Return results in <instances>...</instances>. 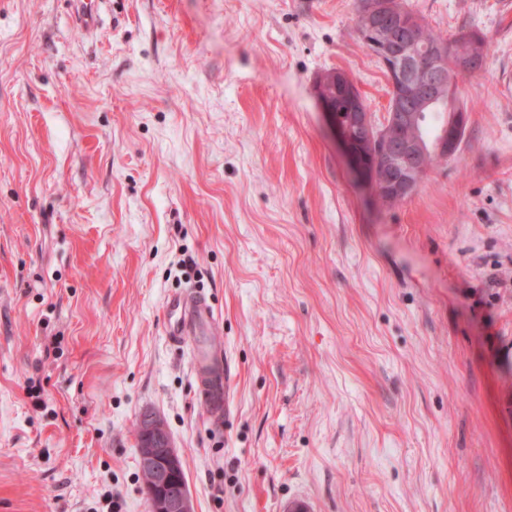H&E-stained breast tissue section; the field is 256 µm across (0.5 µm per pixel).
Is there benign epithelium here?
<instances>
[{
  "label": "benign epithelium",
  "mask_w": 512,
  "mask_h": 512,
  "mask_svg": "<svg viewBox=\"0 0 512 512\" xmlns=\"http://www.w3.org/2000/svg\"><path fill=\"white\" fill-rule=\"evenodd\" d=\"M359 19L366 49L383 64L392 91L405 107L390 113L384 125L377 127L372 113L354 100L346 122H341L327 87L338 78L351 80L347 73L324 77L316 95L346 155L376 198L403 202L427 174L429 155L451 158L456 154L466 113H454L441 142L429 150L419 135L421 112L448 101V91L453 89L448 82V43L424 49L422 21L404 0H364ZM137 451L146 478L148 512H194L189 488L180 477L181 458L171 434L164 420L151 411L141 415Z\"/></svg>",
  "instance_id": "7a95c632"
}]
</instances>
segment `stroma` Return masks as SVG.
I'll return each mask as SVG.
<instances>
[{
	"instance_id": "1",
	"label": "stroma",
	"mask_w": 512,
	"mask_h": 512,
	"mask_svg": "<svg viewBox=\"0 0 512 512\" xmlns=\"http://www.w3.org/2000/svg\"><path fill=\"white\" fill-rule=\"evenodd\" d=\"M455 156L381 205L315 94L389 102L360 0H0V512H148L166 422L195 512H512V13ZM207 292L234 411L212 431L163 301Z\"/></svg>"
}]
</instances>
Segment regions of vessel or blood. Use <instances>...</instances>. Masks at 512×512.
Instances as JSON below:
<instances>
[{"mask_svg": "<svg viewBox=\"0 0 512 512\" xmlns=\"http://www.w3.org/2000/svg\"><path fill=\"white\" fill-rule=\"evenodd\" d=\"M170 343L188 346L196 396L205 405L211 429L222 430L231 416V362L223 344L214 341L217 321L209 297L197 289L169 294L163 304Z\"/></svg>", "mask_w": 512, "mask_h": 512, "instance_id": "b4317fda", "label": "vessel or blood"}]
</instances>
